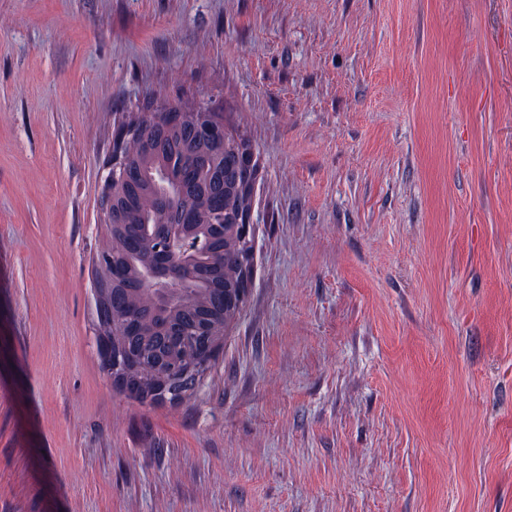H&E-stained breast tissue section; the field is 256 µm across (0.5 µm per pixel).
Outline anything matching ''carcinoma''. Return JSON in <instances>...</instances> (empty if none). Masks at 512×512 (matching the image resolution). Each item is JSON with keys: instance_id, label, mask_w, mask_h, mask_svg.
Listing matches in <instances>:
<instances>
[{"instance_id": "1", "label": "carcinoma", "mask_w": 512, "mask_h": 512, "mask_svg": "<svg viewBox=\"0 0 512 512\" xmlns=\"http://www.w3.org/2000/svg\"><path fill=\"white\" fill-rule=\"evenodd\" d=\"M202 110L165 106L126 122L140 135L126 150L128 177L112 204V221H103L105 243L94 260L97 337L134 349L135 366L125 380L138 386L142 404L164 387H183L170 370L193 365L198 334L219 339L239 314L245 244L233 226L252 205L238 168L239 156L251 148L229 130L221 145L199 139ZM157 224L199 225L188 243L193 273L159 296L142 286Z\"/></svg>"}]
</instances>
